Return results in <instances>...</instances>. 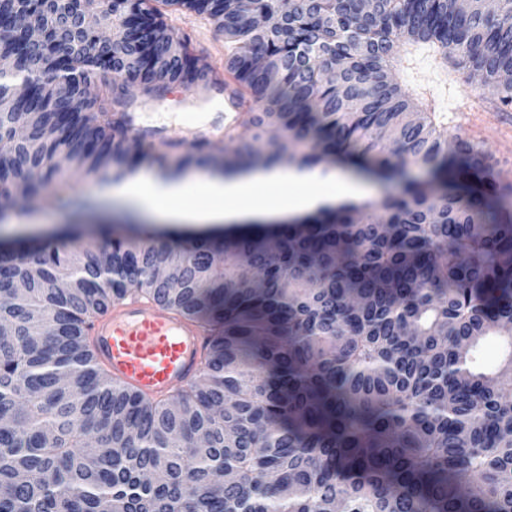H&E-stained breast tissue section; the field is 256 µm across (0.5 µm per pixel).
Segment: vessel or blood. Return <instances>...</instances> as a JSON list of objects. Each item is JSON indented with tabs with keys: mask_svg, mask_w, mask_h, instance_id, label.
Returning <instances> with one entry per match:
<instances>
[{
	"mask_svg": "<svg viewBox=\"0 0 512 512\" xmlns=\"http://www.w3.org/2000/svg\"><path fill=\"white\" fill-rule=\"evenodd\" d=\"M206 343L195 321L136 299L112 306L91 327L95 360L113 381L156 398L198 375Z\"/></svg>",
	"mask_w": 512,
	"mask_h": 512,
	"instance_id": "b4317fda",
	"label": "vessel or blood"
}]
</instances>
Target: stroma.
<instances>
[{
    "label": "stroma",
    "mask_w": 512,
    "mask_h": 512,
    "mask_svg": "<svg viewBox=\"0 0 512 512\" xmlns=\"http://www.w3.org/2000/svg\"><path fill=\"white\" fill-rule=\"evenodd\" d=\"M166 23L187 37L190 50L212 65L216 74L224 72V37L213 23L193 11L161 5ZM399 59L392 74L419 111L433 118L447 139L462 138L488 152L501 176L508 198L512 199V108L503 107L493 89L469 79L452 59L442 58L423 45L397 48ZM224 109V95L197 85H171L163 98L138 96L133 123L138 127L162 125L170 136L191 127L204 126L208 113ZM73 192L84 203L81 210L64 214L56 210L53 197H46L32 212L11 226H0V241L37 242L68 229L83 241L99 242L101 229L134 216L139 229L173 241L184 240L181 230L139 212L129 200L76 185Z\"/></svg>",
    "instance_id": "obj_1"
}]
</instances>
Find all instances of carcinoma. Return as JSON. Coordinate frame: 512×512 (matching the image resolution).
Masks as SVG:
<instances>
[{
    "instance_id": "1",
    "label": "carcinoma",
    "mask_w": 512,
    "mask_h": 512,
    "mask_svg": "<svg viewBox=\"0 0 512 512\" xmlns=\"http://www.w3.org/2000/svg\"><path fill=\"white\" fill-rule=\"evenodd\" d=\"M207 17L246 90L250 135L174 166L134 134L129 84L162 97L206 75L152 0H103L118 38L80 23L82 0H0V195L15 215L54 189L110 186L145 162L177 178L284 162H348L429 182L272 229L130 247L0 249V512H512V210L474 145L450 148L393 79L401 43L448 52L512 106V0H164ZM42 29L36 41L29 28ZM26 89L24 111L15 92ZM138 297L209 334L202 369L157 399L112 382L88 321ZM507 350L508 345L504 336H491L478 348V357L487 364L496 365L506 355Z\"/></svg>"
}]
</instances>
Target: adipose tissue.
I'll return each instance as SVG.
<instances>
[{
	"label": "adipose tissue",
	"mask_w": 512,
	"mask_h": 512,
	"mask_svg": "<svg viewBox=\"0 0 512 512\" xmlns=\"http://www.w3.org/2000/svg\"><path fill=\"white\" fill-rule=\"evenodd\" d=\"M118 191L162 220L218 230L301 219L326 207L360 203L372 189L365 180L345 179L333 170L272 168L228 179L203 175L167 180L136 172Z\"/></svg>",
	"instance_id": "ef3b65f1"
}]
</instances>
